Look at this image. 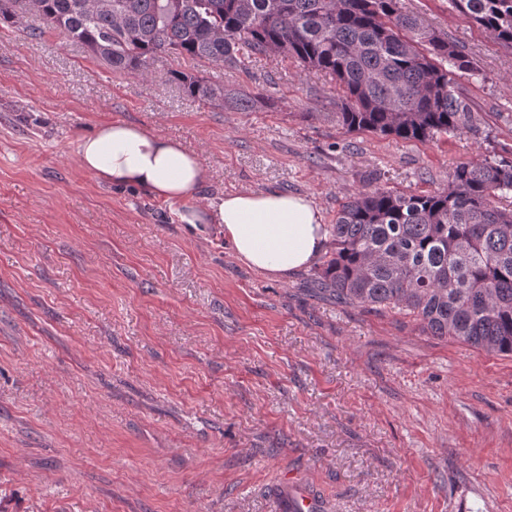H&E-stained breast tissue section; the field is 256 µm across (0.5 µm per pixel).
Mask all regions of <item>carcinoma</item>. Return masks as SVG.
<instances>
[{"mask_svg":"<svg viewBox=\"0 0 512 512\" xmlns=\"http://www.w3.org/2000/svg\"><path fill=\"white\" fill-rule=\"evenodd\" d=\"M451 4L512 46V0ZM28 15L41 22L29 35L59 31L119 72L144 75L162 55L245 70L281 53L339 82L336 119L349 132L423 142L470 117L455 76L473 61L400 0H0V20ZM177 80L191 97L224 102L219 85ZM314 283L338 303L405 308L430 336L511 357L512 158L462 163L433 192L350 196Z\"/></svg>","mask_w":512,"mask_h":512,"instance_id":"obj_1","label":"carcinoma"}]
</instances>
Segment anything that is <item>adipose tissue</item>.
Segmentation results:
<instances>
[{
    "label": "adipose tissue",
    "instance_id": "obj_1",
    "mask_svg": "<svg viewBox=\"0 0 512 512\" xmlns=\"http://www.w3.org/2000/svg\"><path fill=\"white\" fill-rule=\"evenodd\" d=\"M77 157L101 183L179 204L181 223L220 225L237 259L273 278L310 267L327 246V226L313 200L278 191L204 195L208 174L197 155L139 125H99L79 141Z\"/></svg>",
    "mask_w": 512,
    "mask_h": 512
}]
</instances>
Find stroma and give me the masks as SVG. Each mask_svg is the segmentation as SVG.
Listing matches in <instances>:
<instances>
[{"label":"stroma","instance_id":"obj_1","mask_svg":"<svg viewBox=\"0 0 512 512\" xmlns=\"http://www.w3.org/2000/svg\"><path fill=\"white\" fill-rule=\"evenodd\" d=\"M402 7L475 63L458 132H346L338 83L278 54L143 76L0 22V512H277L285 473L323 512H512V357L319 297L312 269L253 270L219 225L77 162L124 120L195 151L206 195H304L332 224L354 193L512 157V47L450 0ZM175 71L257 104L187 97Z\"/></svg>","mask_w":512,"mask_h":512}]
</instances>
